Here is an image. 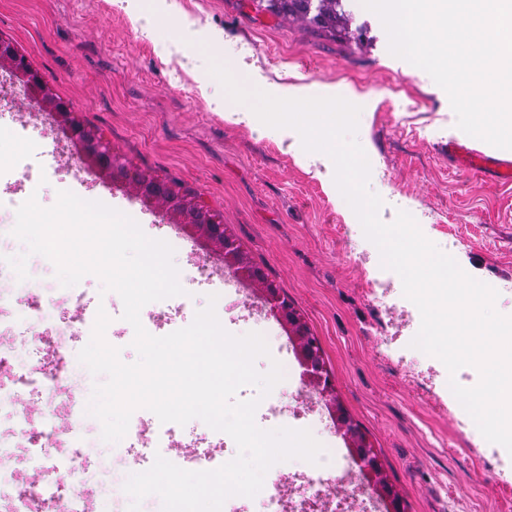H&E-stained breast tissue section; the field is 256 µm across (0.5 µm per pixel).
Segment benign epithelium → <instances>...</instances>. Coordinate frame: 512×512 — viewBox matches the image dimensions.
Segmentation results:
<instances>
[{"label": "benign epithelium", "instance_id": "7a95c632", "mask_svg": "<svg viewBox=\"0 0 512 512\" xmlns=\"http://www.w3.org/2000/svg\"><path fill=\"white\" fill-rule=\"evenodd\" d=\"M0 65L20 79L30 99L39 107L53 112L56 124L66 130L81 146L83 164L95 169L108 180L123 179L119 163L112 155V146L98 130L85 125L75 113L56 100L42 75L30 64L28 58L15 47L0 39ZM170 183L161 178H145L137 185V194L149 206H160L167 215L184 218L182 227L198 237L208 247L220 253L224 265L236 276L251 281L268 310L279 319L288 334L295 357L301 368V380L324 403L344 438L360 474L384 500L388 512H404L403 501L383 475L382 465L365 435L353 424L345 410L336 402V385L324 364L322 350L314 340L307 325L298 316L288 299L276 286L264 278L257 268L243 255L236 241L224 225L212 222L205 210L189 205L182 198L171 194Z\"/></svg>", "mask_w": 512, "mask_h": 512}]
</instances>
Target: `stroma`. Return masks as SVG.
<instances>
[{
  "instance_id": "1",
  "label": "stroma",
  "mask_w": 512,
  "mask_h": 512,
  "mask_svg": "<svg viewBox=\"0 0 512 512\" xmlns=\"http://www.w3.org/2000/svg\"><path fill=\"white\" fill-rule=\"evenodd\" d=\"M183 39L194 43L206 29L222 30L249 52L274 80L353 87L372 92L371 117L362 140L344 138L348 150L366 146L377 167L367 182L376 194L399 195L424 235L455 249L464 269L498 292L501 314L512 313V185L475 175L441 149L451 137L453 110L446 92L430 76L388 51L379 17L359 0H347L351 27L366 25L363 41L331 34L308 21L255 10L248 0H176ZM0 38L24 54L69 110L99 129L132 170L180 181L217 213L253 264L259 266L301 315L321 346L336 393L376 451L389 483L402 496L405 512H512V454L488 442L448 388V371L436 357L413 352L418 308L403 295L397 273L384 269L356 216L334 200L331 185L308 172L276 140L261 131L224 122L202 98L192 53L166 59L136 31L111 0H0ZM71 141L50 112L27 96L8 70L0 68V251L26 256L30 277L49 285L43 305L57 320L41 331L47 344L72 353L87 337H71L63 323L105 309L111 319L106 341L123 362L136 361L132 326L123 320L119 295L85 276L72 291L59 290L56 269L13 236L16 210L29 197L53 206L59 192L94 194L135 220L153 239L169 240L185 293L145 305L144 328L168 314L160 335L190 325L217 295L216 313L234 335L257 332L270 354L255 367L291 364L289 375L267 396L256 387L236 400L259 399L256 425L264 430L306 429L324 447H344L318 396L304 388L301 369L282 324L269 313L254 286L225 287L222 257L174 228L156 207H145L131 185L85 175ZM276 408L273 416L265 408ZM72 410L58 400L25 390L0 408V444L16 448L0 464L19 481L41 483L59 449H20L18 417L33 425L51 421L69 432ZM148 420L142 439L114 445L112 471L121 479L148 470L156 457L194 470L193 458L214 454L215 465L238 450L222 432L194 419L169 433Z\"/></svg>"
}]
</instances>
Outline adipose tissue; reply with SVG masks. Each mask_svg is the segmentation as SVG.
I'll list each match as a JSON object with an SVG mask.
<instances>
[{
  "mask_svg": "<svg viewBox=\"0 0 512 512\" xmlns=\"http://www.w3.org/2000/svg\"><path fill=\"white\" fill-rule=\"evenodd\" d=\"M193 52L199 60L201 94L213 111L226 122L273 135L306 166H324L325 180H334L339 172H349L348 186L345 193L339 195V203L353 213L368 206L370 195L363 174L375 166L372 155L314 149L308 146L306 136L307 127L315 120L331 136L338 133L361 135L369 115L353 111L351 103L359 97L356 90L350 88L339 94L328 87L315 96L307 86L270 81L250 61L247 52L219 32L199 39ZM227 56L235 59L233 69L228 71L223 68V59Z\"/></svg>",
  "mask_w": 512,
  "mask_h": 512,
  "instance_id": "1",
  "label": "adipose tissue"
}]
</instances>
